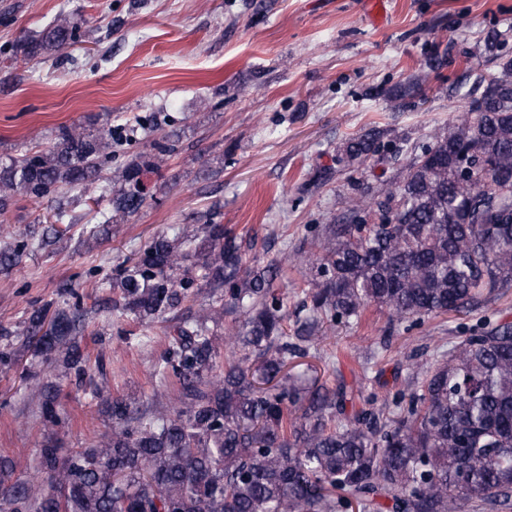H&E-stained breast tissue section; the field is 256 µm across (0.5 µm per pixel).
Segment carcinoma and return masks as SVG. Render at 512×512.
Masks as SVG:
<instances>
[{
	"label": "carcinoma",
	"mask_w": 512,
	"mask_h": 512,
	"mask_svg": "<svg viewBox=\"0 0 512 512\" xmlns=\"http://www.w3.org/2000/svg\"><path fill=\"white\" fill-rule=\"evenodd\" d=\"M80 25L63 21L17 44L27 58L79 42ZM485 41L495 64L477 77L479 96L458 123L421 147L401 176L377 194L350 201L345 224L323 230L321 253L300 258L309 289L288 333V307L274 289L278 267L244 257L251 243L222 224L204 236L159 235L100 287L112 309L140 321L168 319L161 378L179 383L174 416L141 413L104 399L112 431L68 456L50 440L40 449L39 485L9 482L0 457L4 512H509L512 509V326L467 336L428 367L411 365L403 411L361 410L339 421L347 390L314 373L300 383L288 370L317 349L326 322L359 324L366 309L390 323L470 310L512 283V58ZM162 126L136 117L95 131L61 126L52 146L0 167V215L21 201H55L72 191L108 212H137L141 176L174 152L169 136L140 149L132 132ZM385 131L349 139L339 161L362 163ZM51 229L73 224L59 206L39 215ZM26 239L0 246V269L17 265ZM205 285L220 308L183 316ZM238 311L224 344L243 352L216 374L219 338L208 323ZM85 328L80 306L34 311L23 335L59 354L77 378L89 357L73 341ZM45 421L55 426L56 389L38 387Z\"/></svg>",
	"instance_id": "1"
}]
</instances>
